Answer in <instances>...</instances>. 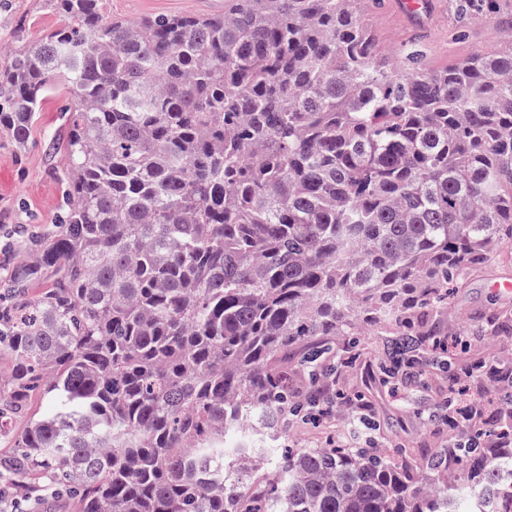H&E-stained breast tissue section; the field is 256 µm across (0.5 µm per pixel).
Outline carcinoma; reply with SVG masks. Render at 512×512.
<instances>
[{
    "label": "carcinoma",
    "mask_w": 512,
    "mask_h": 512,
    "mask_svg": "<svg viewBox=\"0 0 512 512\" xmlns=\"http://www.w3.org/2000/svg\"><path fill=\"white\" fill-rule=\"evenodd\" d=\"M0 69L24 142L67 89L65 214L0 259V457L80 512H500L511 448L235 443L322 411L335 341L391 328L382 382L448 373V284L512 242V40L442 72L378 58L360 0H233L222 14L110 19L100 0ZM467 25L512 0H449ZM476 336H512L489 314ZM508 382L512 361L483 365ZM28 407L29 410L26 415L13 420L11 433H7L4 437L0 438V457L12 450L10 446H12L13 440L27 429L33 416L35 418L41 417L47 411V398L41 391H35L31 395Z\"/></svg>",
    "instance_id": "1"
}]
</instances>
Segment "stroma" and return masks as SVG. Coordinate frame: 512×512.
Masks as SVG:
<instances>
[{"label": "stroma", "instance_id": "stroma-1", "mask_svg": "<svg viewBox=\"0 0 512 512\" xmlns=\"http://www.w3.org/2000/svg\"><path fill=\"white\" fill-rule=\"evenodd\" d=\"M435 10L418 18L407 17L398 0H365L360 20L378 48L382 60L398 56L404 47L420 41L426 64L439 72L460 63L474 53L488 56L504 50L512 41L495 19L471 23L459 31L448 0H434ZM106 17L139 21L161 14L214 13L209 0H102ZM65 23L45 0H0V67L18 50L13 37L21 31L27 40L39 39ZM65 91L49 89L25 144H17L0 132V251L12 256L26 253L25 234L47 230L63 216V186L60 171L64 157L70 117L65 107ZM512 278V244L502 246L498 258L489 266L473 271L463 286L448 290V310L444 318L450 336H458L464 320L490 312H512V297H501L492 288L493 280ZM387 336L384 330L370 329L358 337L357 358L341 368L336 384L344 391L364 392L370 400L374 421L380 426V440H372L369 430L355 423L353 406L340 403L318 422L291 421L285 444L291 448H326L336 441L359 446L376 442L381 448L419 449L441 447L448 441V429L437 421L419 418L417 409L434 408L448 399V379L432 371L418 384L382 386L377 371L384 355ZM512 358V336L495 340L469 337L466 349L456 351L454 365L468 398L484 404L486 416L500 412L503 401H512V390L503 389L488 377L472 372L475 362L493 363Z\"/></svg>", "mask_w": 512, "mask_h": 512}]
</instances>
